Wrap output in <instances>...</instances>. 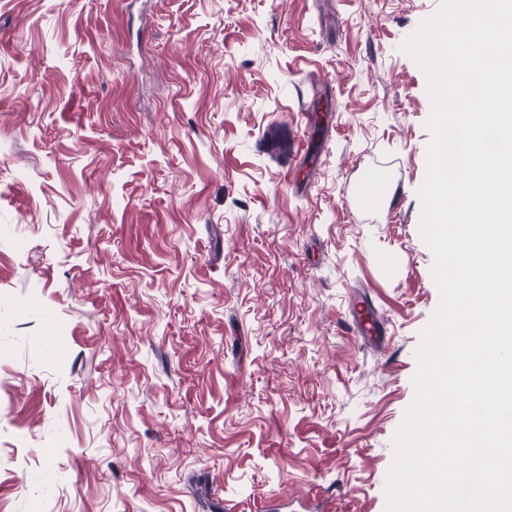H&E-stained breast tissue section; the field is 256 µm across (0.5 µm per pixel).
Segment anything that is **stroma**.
Instances as JSON below:
<instances>
[{
    "label": "stroma",
    "mask_w": 512,
    "mask_h": 512,
    "mask_svg": "<svg viewBox=\"0 0 512 512\" xmlns=\"http://www.w3.org/2000/svg\"><path fill=\"white\" fill-rule=\"evenodd\" d=\"M440 4L0 0V512H385ZM352 330L361 336L365 342L379 344L383 334V324L375 312L371 301L362 299L353 309Z\"/></svg>",
    "instance_id": "obj_1"
}]
</instances>
